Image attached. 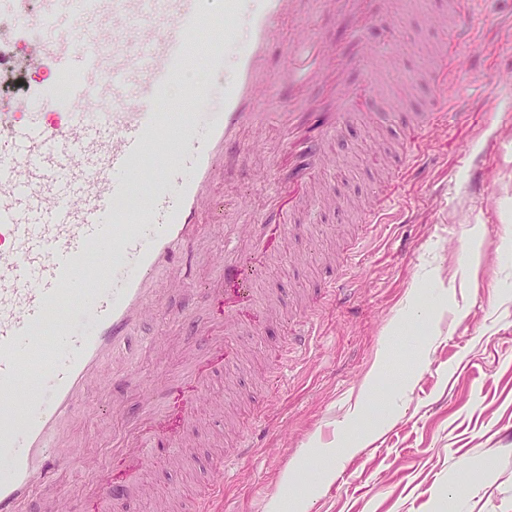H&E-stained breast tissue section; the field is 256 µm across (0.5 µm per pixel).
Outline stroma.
I'll list each match as a JSON object with an SVG mask.
<instances>
[{
    "label": "stroma",
    "mask_w": 512,
    "mask_h": 512,
    "mask_svg": "<svg viewBox=\"0 0 512 512\" xmlns=\"http://www.w3.org/2000/svg\"><path fill=\"white\" fill-rule=\"evenodd\" d=\"M447 8L448 0H404L399 14L378 24L368 60L384 68L385 78L363 98L365 111L397 101L402 111L416 112L433 97L412 76L443 42L433 18ZM0 45L14 61L12 83L0 84V104L53 82L10 24L0 23ZM451 52L448 125L424 142L419 167L389 184L409 221L378 225L348 296L316 307L318 333L306 353L289 354L287 390L273 391L253 376L254 366L278 355L287 326L245 331L239 361L211 381L223 415L201 407L186 423L201 447L180 460L170 446L156 447L144 488L129 489L113 512H145L160 499L178 508L190 503L224 455V498L213 512H271L274 500L291 496L284 476L319 463L314 444L343 454L305 501L306 512H512V0H474ZM388 141L397 143L401 159L414 151L393 129L384 140L367 124L349 131L335 169L321 172L320 181L338 196L378 194L374 172ZM278 149L272 139L266 150L230 161L226 193L262 209L263 156ZM360 228L358 216L316 207L312 224L286 242L295 262L257 272V288L292 299L322 290L330 275L304 259L308 242L338 253ZM473 247L480 253L474 276L467 270ZM217 275L193 265L188 288L138 327L139 339L172 329L177 317L193 316L200 328L220 320L222 302L207 295ZM424 282L436 306L419 318L427 336L416 343L395 328L409 319ZM113 399L111 391H91L73 420L87 465L76 475L61 473L60 481L83 502L97 468L112 462L113 436L128 431L124 417L112 414ZM257 411L266 418L261 431L252 427ZM462 478L471 492L449 505Z\"/></svg>",
    "instance_id": "35a3bbf8"
}]
</instances>
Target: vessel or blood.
<instances>
[{
    "instance_id": "b4317fda",
    "label": "vessel or blood",
    "mask_w": 512,
    "mask_h": 512,
    "mask_svg": "<svg viewBox=\"0 0 512 512\" xmlns=\"http://www.w3.org/2000/svg\"><path fill=\"white\" fill-rule=\"evenodd\" d=\"M212 1L39 0L32 15L26 0H0V19L12 21L55 76L0 109V458L8 462L0 512H23L34 499L41 512H83L58 480L83 465L82 447L68 431L78 403L92 388L129 384V339L171 290L187 286L189 257L223 268L210 292L230 300L225 336L241 329L256 296L248 266L284 255L317 193L313 170L334 160L333 137L365 117L355 106L359 87L380 85L377 67L359 84L351 71L367 53L370 30L396 13L397 0H323L327 11L348 16L358 36L347 50L314 34L305 0H216V9ZM68 14L105 27L58 36ZM287 21L288 105L276 125L262 110L268 50ZM194 41L208 44L206 62L221 82L190 87L192 111H164L174 77L197 62ZM447 66V50L435 51L416 78L438 83ZM311 85L328 88L330 111L307 102ZM446 120L440 108L415 112L407 133L421 143ZM272 133L297 160L288 180L300 187L292 207L277 208L284 182L267 173L268 212L231 225L223 255L209 256L205 245L224 221L214 188L225 160L246 144L262 146ZM387 216L384 199L361 205L365 231ZM321 262L335 269L331 288H350L353 259ZM147 348L158 360L178 352L188 369L180 379L154 381L168 411L143 410L130 437L114 446L117 468L98 475L96 512H112L142 481L157 436L182 446L177 423L188 411L185 394L204 389L211 376L206 358L171 337H153Z\"/></svg>"
}]
</instances>
